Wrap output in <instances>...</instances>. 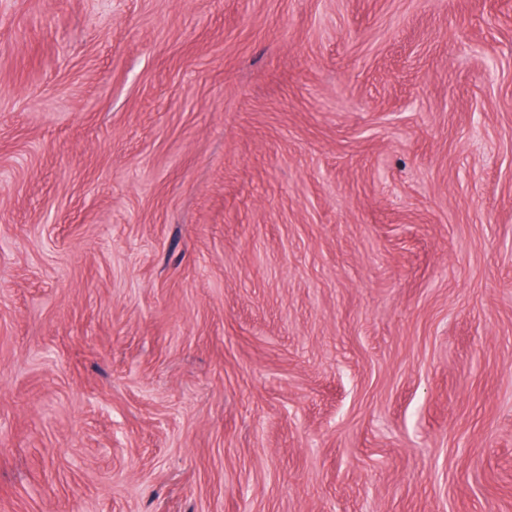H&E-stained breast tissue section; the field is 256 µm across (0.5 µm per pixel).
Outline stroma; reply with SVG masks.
Instances as JSON below:
<instances>
[{"label":"stroma","mask_w":512,"mask_h":512,"mask_svg":"<svg viewBox=\"0 0 512 512\" xmlns=\"http://www.w3.org/2000/svg\"><path fill=\"white\" fill-rule=\"evenodd\" d=\"M0 512H512V0H0Z\"/></svg>","instance_id":"stroma-1"}]
</instances>
